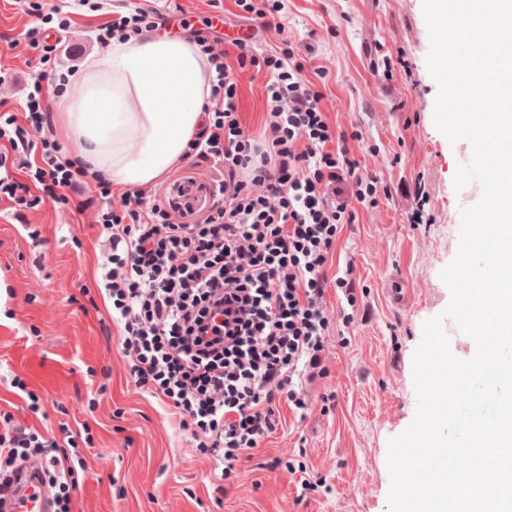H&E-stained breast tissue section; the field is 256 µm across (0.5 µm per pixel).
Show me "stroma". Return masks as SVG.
<instances>
[{
  "label": "stroma",
  "mask_w": 512,
  "mask_h": 512,
  "mask_svg": "<svg viewBox=\"0 0 512 512\" xmlns=\"http://www.w3.org/2000/svg\"><path fill=\"white\" fill-rule=\"evenodd\" d=\"M72 25L57 51L58 72L81 68L101 49L99 20L77 0H50ZM29 0H0V103L13 107L41 78L25 37ZM289 35L312 48L327 71L323 106L331 120L355 125L370 154L362 162L386 186L421 183L428 224L407 221L400 194L380 196L345 225L334 265L354 262L362 320L333 337L330 374L315 383L303 421L282 410L278 429L237 464L238 485L221 493L214 463L193 448L162 407L136 389L123 359L119 327L100 291L112 245L96 222L93 188H78L82 213L44 202L21 212L0 202V411L43 434L88 424L87 469L72 494L71 512H387L388 442L416 411L412 361L425 321L440 314L450 291L440 272L456 256L460 211L477 204L480 185L455 189L457 167L470 147L450 142L435 126L438 86L426 56L429 35L422 0H283ZM137 6L165 12L181 7L190 29L205 30L213 13L231 15L234 0H109L108 12ZM403 50L406 66L390 82L371 70L376 49ZM239 110L260 129L265 77L238 71ZM191 186L193 207L209 204L213 186L184 160L153 184L144 200L164 196L174 180ZM39 230L30 239L28 229ZM335 406L323 411L322 394ZM43 414L28 409L30 397ZM307 457L316 487L302 489L286 462ZM280 466H273V459Z\"/></svg>",
  "instance_id": "stroma-1"
}]
</instances>
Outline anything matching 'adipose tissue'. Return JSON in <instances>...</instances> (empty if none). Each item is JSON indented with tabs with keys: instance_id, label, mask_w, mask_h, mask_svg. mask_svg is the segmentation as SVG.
<instances>
[{
	"instance_id": "adipose-tissue-1",
	"label": "adipose tissue",
	"mask_w": 512,
	"mask_h": 512,
	"mask_svg": "<svg viewBox=\"0 0 512 512\" xmlns=\"http://www.w3.org/2000/svg\"><path fill=\"white\" fill-rule=\"evenodd\" d=\"M214 74L194 41L147 31L88 56L51 103L87 173L130 189L185 158Z\"/></svg>"
}]
</instances>
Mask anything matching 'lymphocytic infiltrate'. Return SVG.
I'll list each match as a JSON object with an SVG mask.
<instances>
[{
	"instance_id": "lymphocytic-infiltrate-1",
	"label": "lymphocytic infiltrate",
	"mask_w": 512,
	"mask_h": 512,
	"mask_svg": "<svg viewBox=\"0 0 512 512\" xmlns=\"http://www.w3.org/2000/svg\"><path fill=\"white\" fill-rule=\"evenodd\" d=\"M29 12L40 22L26 39L43 69L52 70L44 26L56 23L62 34L70 18L57 5L43 12L39 0ZM155 26L153 9L137 7L95 35L106 45ZM273 30L276 46L260 53L250 33L233 39L232 65L206 38L198 40L216 77L190 155L214 186L210 207L180 214L171 202L149 203L136 192L114 203L111 182L94 177L107 201L98 222L112 242L102 287L130 377L215 457L219 490L241 457L274 431L279 403L306 415L309 385L327 377L331 322L351 324L359 310L353 263L331 268L339 228L375 206L380 193L377 176L361 172L350 149L358 132L329 121L323 108L326 71L308 67L285 26ZM248 64L267 75L257 133L238 111L233 68ZM85 176L54 137L41 82L20 111H0V201L16 209L47 200L67 208L69 189ZM331 289L346 302L335 314L327 305ZM60 432L46 438L11 414L0 417V501L12 494L16 470L38 458L54 512H70L85 459L69 427Z\"/></svg>"
}]
</instances>
